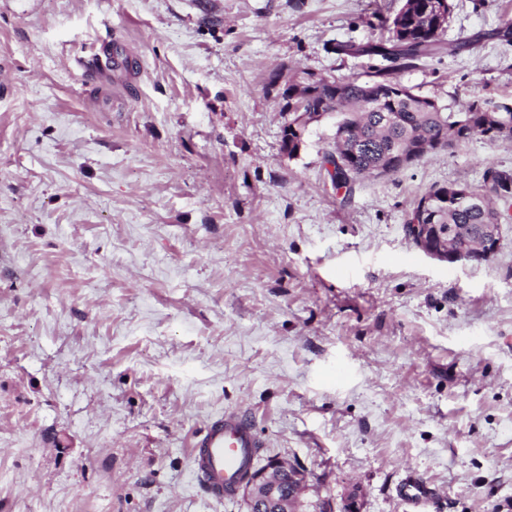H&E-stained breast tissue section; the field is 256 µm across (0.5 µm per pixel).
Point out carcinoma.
I'll return each instance as SVG.
<instances>
[{"instance_id":"carcinoma-1","label":"carcinoma","mask_w":512,"mask_h":512,"mask_svg":"<svg viewBox=\"0 0 512 512\" xmlns=\"http://www.w3.org/2000/svg\"><path fill=\"white\" fill-rule=\"evenodd\" d=\"M451 10V0H403L389 25L388 39L369 43L357 52L378 56L388 51L398 64L397 70L415 68L423 59L444 50L440 34ZM311 75L313 72L303 70L299 81H288L281 93V111L294 115L292 102L299 91L312 102L314 110L339 113L333 147L325 153L326 163L334 167L330 178L337 189L349 186L365 173L375 175L391 169L400 172L401 155L418 146L431 148L441 138L459 145L475 135L512 141V135L503 132L506 127L512 130V106L505 102L474 100L462 112H448L413 88L393 80L387 71L372 81L351 79L329 84L311 81ZM368 88L378 103L374 110L364 106ZM463 187L485 195L486 205L445 201L439 194L448 186H434L413 204L405 223H410L413 214L424 207L440 211L442 215L435 223L454 228V234L447 237L450 246H464L468 252H476L482 244L485 225L503 217L496 203L512 199V175L488 169L482 184L465 183Z\"/></svg>"}]
</instances>
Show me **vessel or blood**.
<instances>
[{"mask_svg": "<svg viewBox=\"0 0 512 512\" xmlns=\"http://www.w3.org/2000/svg\"><path fill=\"white\" fill-rule=\"evenodd\" d=\"M97 71L109 77L126 71V57L100 50L96 55ZM248 420L230 413L215 418L194 445V472L205 491L214 498L233 496L245 474V468L258 447ZM399 494L407 501L420 503L434 497V489L410 476L405 479Z\"/></svg>", "mask_w": 512, "mask_h": 512, "instance_id": "1", "label": "vessel or blood"}]
</instances>
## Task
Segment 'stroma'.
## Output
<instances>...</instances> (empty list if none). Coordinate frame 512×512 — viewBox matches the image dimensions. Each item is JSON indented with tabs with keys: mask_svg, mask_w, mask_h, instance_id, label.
<instances>
[{
	"mask_svg": "<svg viewBox=\"0 0 512 512\" xmlns=\"http://www.w3.org/2000/svg\"><path fill=\"white\" fill-rule=\"evenodd\" d=\"M401 0H0V512H246L192 444L245 413L257 463L362 512H512V218L481 263L426 255L432 186L512 174L482 136L336 194L335 116L295 158L268 79L361 75ZM512 0H453L400 81L512 101ZM120 42L103 86L74 60ZM417 475L437 492L412 504ZM399 494L407 501L420 503L433 498L435 490L428 487L423 481L410 475L399 488Z\"/></svg>",
	"mask_w": 512,
	"mask_h": 512,
	"instance_id": "obj_1",
	"label": "stroma"
}]
</instances>
